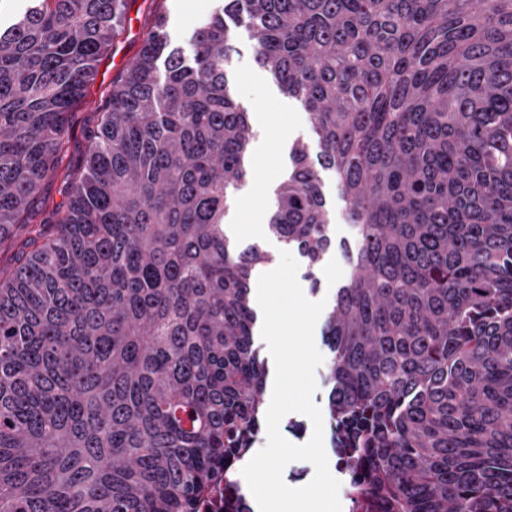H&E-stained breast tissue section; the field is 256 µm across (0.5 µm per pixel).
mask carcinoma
<instances>
[{
  "label": "carcinoma",
  "instance_id": "carcinoma-1",
  "mask_svg": "<svg viewBox=\"0 0 512 512\" xmlns=\"http://www.w3.org/2000/svg\"><path fill=\"white\" fill-rule=\"evenodd\" d=\"M128 2L32 0L0 31V512H200L252 446L272 256L225 231L253 167L240 15L320 147L292 145L269 231L315 291L321 171L357 227L323 324L349 498L512 512V0H221L189 57L159 14L70 157Z\"/></svg>",
  "mask_w": 512,
  "mask_h": 512
}]
</instances>
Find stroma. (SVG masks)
Segmentation results:
<instances>
[{
    "mask_svg": "<svg viewBox=\"0 0 512 512\" xmlns=\"http://www.w3.org/2000/svg\"><path fill=\"white\" fill-rule=\"evenodd\" d=\"M213 4L214 0H129L123 28L99 62L95 80L74 107L77 118L88 117L105 103L113 78L132 61L139 49L141 35L156 13L167 16V30L172 42L184 45L197 24L209 15ZM237 31L232 78L237 100L249 112L255 131L251 145L255 167L233 198L226 227L230 238L239 247L255 244L276 254L283 245L270 232L244 234L239 227L256 218L264 222L269 220L274 206V190L288 170L290 148L296 140L307 143L310 154H317L319 148L311 132L309 113L284 95L272 77L257 66L248 26L238 25ZM322 180L327 207L335 218L334 245L319 266L318 285H311L303 276L298 279L304 296L311 301L333 299L337 287L348 279L350 267L344 247L353 244L356 238L354 225L345 219L346 201L335 173L323 172Z\"/></svg>",
    "mask_w": 512,
    "mask_h": 512,
    "instance_id": "obj_1",
    "label": "stroma"
}]
</instances>
